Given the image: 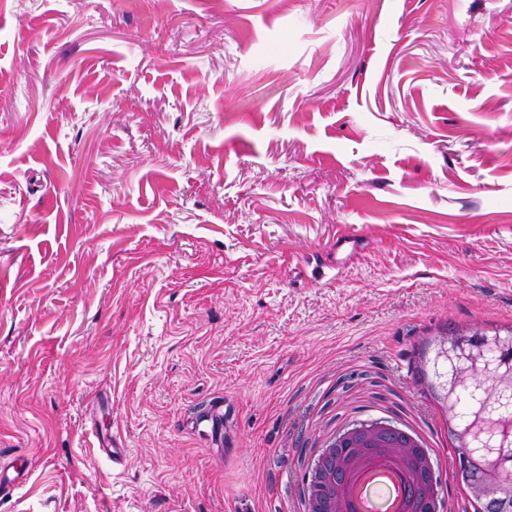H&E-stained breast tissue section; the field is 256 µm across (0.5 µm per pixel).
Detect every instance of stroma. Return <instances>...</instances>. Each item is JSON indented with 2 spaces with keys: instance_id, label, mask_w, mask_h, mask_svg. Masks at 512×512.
I'll list each match as a JSON object with an SVG mask.
<instances>
[{
  "instance_id": "1",
  "label": "stroma",
  "mask_w": 512,
  "mask_h": 512,
  "mask_svg": "<svg viewBox=\"0 0 512 512\" xmlns=\"http://www.w3.org/2000/svg\"><path fill=\"white\" fill-rule=\"evenodd\" d=\"M489 318L512 0H0V512H307L373 419L473 512L410 355ZM394 425L388 423L387 421H371L368 423H361L360 425H357L353 428L347 429L343 434H353L358 437L359 440L364 441L366 443L371 444H383L386 442H382V440L385 438L386 435V429L390 428ZM340 435V436H341ZM340 436L336 437V441L340 438ZM332 442L330 444V448H325L321 457H325L333 448H335V442ZM342 445H340V448H336V456L332 454L329 457H325V460H328L333 469L336 468V462L337 460L345 454V448H341Z\"/></svg>"
}]
</instances>
